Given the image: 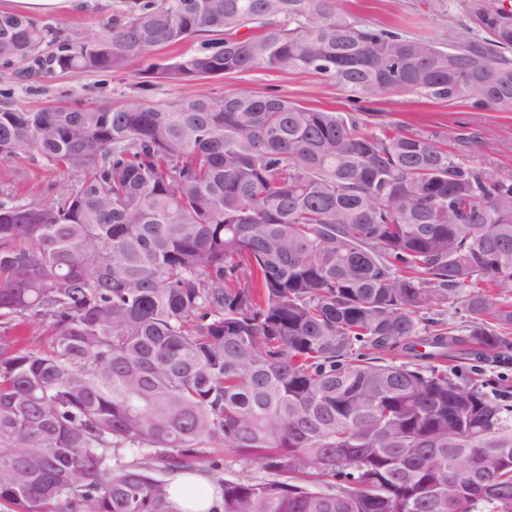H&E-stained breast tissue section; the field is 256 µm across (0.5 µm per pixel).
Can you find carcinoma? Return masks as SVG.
<instances>
[{"mask_svg":"<svg viewBox=\"0 0 512 512\" xmlns=\"http://www.w3.org/2000/svg\"><path fill=\"white\" fill-rule=\"evenodd\" d=\"M434 6L466 34L412 37L332 0H125L96 38L0 13L5 70H303L353 104L0 102V160L79 175L58 203L0 202L1 508L180 512L169 476L222 447L278 479L222 481L219 512H512V404L441 368L512 347V176L368 120L398 93L512 113V0ZM446 304L466 333L420 335ZM420 316L428 319V321H440L445 323V325L450 324L460 330V334L464 333L463 330L466 329V324L468 323L465 313L456 310L454 307H432L431 309L423 310Z\"/></svg>","mask_w":512,"mask_h":512,"instance_id":"obj_1","label":"carcinoma"}]
</instances>
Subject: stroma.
<instances>
[{
  "label": "stroma",
  "mask_w": 512,
  "mask_h": 512,
  "mask_svg": "<svg viewBox=\"0 0 512 512\" xmlns=\"http://www.w3.org/2000/svg\"><path fill=\"white\" fill-rule=\"evenodd\" d=\"M124 0H82L68 14H44L41 24L66 32L80 30L89 37L101 36L113 13ZM370 25L394 24L412 36L448 43L463 32V18L436 10L433 0H337ZM245 90L256 95L276 92L302 106L345 112L348 95L335 81L310 71L281 72L266 69L230 74L193 84L158 83L141 87L134 71L108 75L56 74L21 80L0 70V94L18 107L36 110L79 101L87 105L121 107L140 100L166 103L188 93L215 97ZM372 122L399 124L404 131L445 142L459 160L480 164L502 175H512V113L476 112L461 101H431L411 94L391 95L374 106ZM77 185L76 175L49 165L0 160V201L48 204L60 201ZM192 469L208 473L214 480L271 479L270 471L255 463L206 448L190 460Z\"/></svg>",
  "instance_id": "stroma-1"
}]
</instances>
